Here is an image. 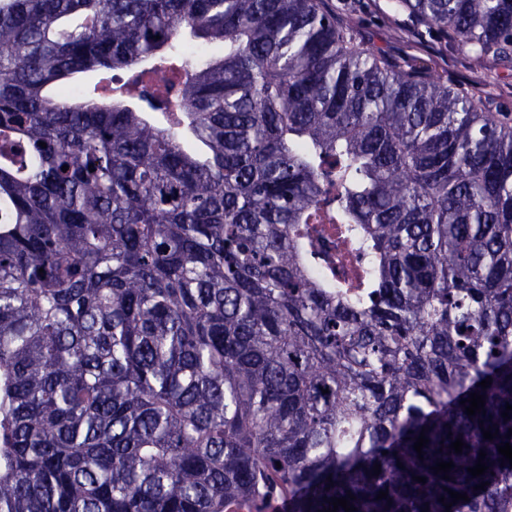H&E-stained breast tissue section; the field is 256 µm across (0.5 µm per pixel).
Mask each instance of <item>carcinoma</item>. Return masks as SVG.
Instances as JSON below:
<instances>
[{"mask_svg":"<svg viewBox=\"0 0 512 512\" xmlns=\"http://www.w3.org/2000/svg\"><path fill=\"white\" fill-rule=\"evenodd\" d=\"M394 9L471 82L328 0H0V512H512V0ZM503 80H488L478 84L476 89L482 94L495 99L504 106L512 108V75Z\"/></svg>","mask_w":512,"mask_h":512,"instance_id":"1","label":"carcinoma"}]
</instances>
